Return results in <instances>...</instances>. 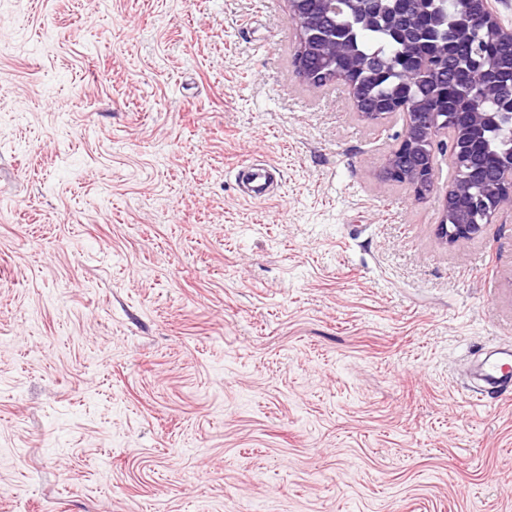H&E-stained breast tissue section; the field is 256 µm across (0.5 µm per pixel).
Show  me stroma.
I'll list each match as a JSON object with an SVG mask.
<instances>
[{"mask_svg": "<svg viewBox=\"0 0 512 512\" xmlns=\"http://www.w3.org/2000/svg\"><path fill=\"white\" fill-rule=\"evenodd\" d=\"M295 44L287 0H0V512H512V393L468 400L512 212L442 243Z\"/></svg>", "mask_w": 512, "mask_h": 512, "instance_id": "stroma-1", "label": "stroma"}]
</instances>
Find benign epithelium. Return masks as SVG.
<instances>
[{"mask_svg":"<svg viewBox=\"0 0 512 512\" xmlns=\"http://www.w3.org/2000/svg\"><path fill=\"white\" fill-rule=\"evenodd\" d=\"M466 3L469 29L484 31L497 42L512 44V30L501 24L493 0H466ZM288 4L297 29L293 66L303 82L343 83L358 114L371 123L397 114L402 116L404 133L384 155L380 176L386 182L409 188L417 199L443 191L444 209L437 234L444 243L479 237L500 213L512 211V147L502 150L496 178L491 182L479 173L480 167L473 156H464L471 139L488 127H500L504 141L512 143L511 114L508 125L503 126L494 116L477 109L463 114L462 122L450 131L448 118L435 111L427 97L370 107L360 91L359 73L365 70V64L350 48L337 42L333 34L317 44L313 42L315 30L336 10V0H288ZM314 52L333 63L340 62V67L323 72L313 70L307 65V58ZM471 78L484 95H497V83L488 70L478 67L471 71ZM443 152L449 153L452 165L461 164L464 170L442 188L438 182V154Z\"/></svg>","mask_w":512,"mask_h":512,"instance_id":"obj_1","label":"benign epithelium"}]
</instances>
